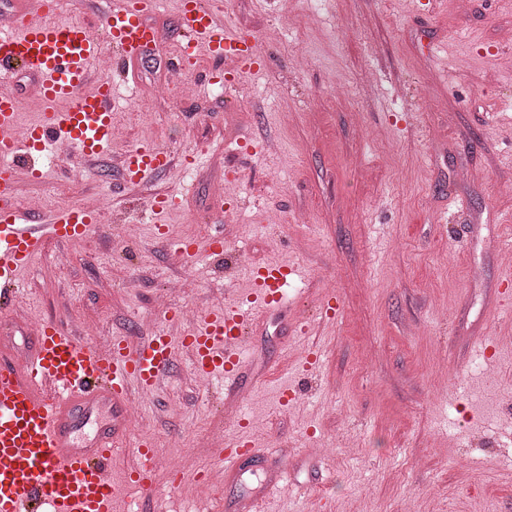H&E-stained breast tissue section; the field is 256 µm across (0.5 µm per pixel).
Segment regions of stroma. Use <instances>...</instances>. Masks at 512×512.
<instances>
[{
    "mask_svg": "<svg viewBox=\"0 0 512 512\" xmlns=\"http://www.w3.org/2000/svg\"><path fill=\"white\" fill-rule=\"evenodd\" d=\"M466 2L223 0L225 24L258 40L265 66L219 88L208 74L220 61L200 56L186 77L201 92L186 97L169 85L178 10L163 0L153 19L167 38L116 89L124 135L109 156H65L46 163L45 180L20 177L15 199L37 218L108 206L103 229L47 242L23 275L15 334L0 338L11 351L43 318L103 345L151 335L156 296L174 280L173 306L223 307L248 286L242 251L258 267L298 269L294 329L257 321L243 351L249 428L225 424L223 379L199 387L178 344L158 393L131 392L139 416L112 474L135 464L129 449L147 431L153 486L129 487L114 512H194L202 471L215 486L209 512L246 498L260 512H401L409 498L416 512H512V283L501 260L512 252V71L500 64L512 56V0ZM143 142L199 160L186 177L132 190L117 160ZM220 178L237 186L224 256L185 263L157 226L204 243ZM159 193L178 208L153 215ZM124 224L137 230L129 248ZM286 379L298 391L282 408ZM218 427L226 443L244 436L259 449L231 479L207 438ZM286 448L279 475L269 461Z\"/></svg>",
    "mask_w": 512,
    "mask_h": 512,
    "instance_id": "1",
    "label": "stroma"
}]
</instances>
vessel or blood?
Masks as SVG:
<instances>
[{
  "instance_id": "1",
  "label": "vessel or blood",
  "mask_w": 512,
  "mask_h": 512,
  "mask_svg": "<svg viewBox=\"0 0 512 512\" xmlns=\"http://www.w3.org/2000/svg\"><path fill=\"white\" fill-rule=\"evenodd\" d=\"M159 0H110L101 31L83 20L58 22L69 0H0V79L22 77V85L0 88V310L14 306L23 274L44 243H66L97 229L101 212L83 204L58 209L34 220L29 208L16 202L19 176L42 179L41 159L48 151L67 149L83 161L103 157L112 145L117 81H129L167 34L150 21ZM179 36L175 68L187 71L199 52L231 63L229 72L212 73V83L239 81L265 64L253 37L228 29L221 0H179ZM119 56L118 75H101L105 49ZM67 102L58 110L59 102ZM38 105L37 121L18 136L19 115ZM154 144L127 150L120 169L127 186L144 184L152 175L194 163ZM159 233L184 262L197 252L194 241L179 238L168 225ZM297 273L281 263L250 269L248 309L227 306L208 311L202 329L186 326L181 346L189 354L195 376L224 380V397H238L239 355L255 317L274 318L287 330L292 305L286 288ZM164 328L145 341L113 338L102 347L82 334L45 319L32 336L23 361L0 351V512H112L126 486L150 490L152 441L142 438L138 462L122 479L112 477V459L127 434V402L131 388L154 393L173 360L166 329L180 316L175 307L162 309ZM107 409L88 445L78 432L92 414ZM251 443L221 448L217 459L225 475L235 474Z\"/></svg>"
}]
</instances>
